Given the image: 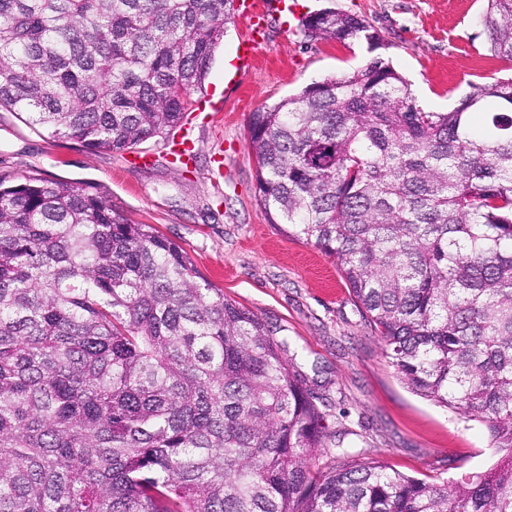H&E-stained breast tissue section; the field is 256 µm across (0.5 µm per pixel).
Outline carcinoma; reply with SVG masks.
I'll use <instances>...</instances> for the list:
<instances>
[{
  "label": "carcinoma",
  "mask_w": 512,
  "mask_h": 512,
  "mask_svg": "<svg viewBox=\"0 0 512 512\" xmlns=\"http://www.w3.org/2000/svg\"><path fill=\"white\" fill-rule=\"evenodd\" d=\"M233 0H0V108L98 151L177 127ZM512 58V0L482 18ZM361 68L250 114L271 224L336 260L412 392L486 426L451 485L326 448L281 343L97 189L0 174V512H512V78L424 110L366 20Z\"/></svg>",
  "instance_id": "1"
}]
</instances>
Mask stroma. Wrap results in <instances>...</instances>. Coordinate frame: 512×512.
<instances>
[{"label": "stroma", "mask_w": 512, "mask_h": 512, "mask_svg": "<svg viewBox=\"0 0 512 512\" xmlns=\"http://www.w3.org/2000/svg\"><path fill=\"white\" fill-rule=\"evenodd\" d=\"M364 18L389 44L384 55L428 111L445 112L471 84L512 76V60L491 55L481 22L487 0H299ZM242 33L231 19L205 81L211 107L187 114L176 136L194 149L173 163L163 139L136 150L91 151L0 111V173L84 184L104 192L113 212L153 225L185 249L226 299L256 314L286 341L295 367L344 447L364 461L443 483L496 460L485 426L408 390L354 305L333 258L269 223L247 147L251 112L315 80L364 66L365 46L305 36L299 20L272 18L254 68L226 75ZM223 165H216V156Z\"/></svg>", "instance_id": "stroma-1"}]
</instances>
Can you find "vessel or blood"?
<instances>
[{"instance_id": "vessel-or-blood-1", "label": "vessel or blood", "mask_w": 512, "mask_h": 512, "mask_svg": "<svg viewBox=\"0 0 512 512\" xmlns=\"http://www.w3.org/2000/svg\"><path fill=\"white\" fill-rule=\"evenodd\" d=\"M298 9V0H235L234 11L245 25L235 47V66L240 69L253 67L269 20L277 14L296 15Z\"/></svg>"}]
</instances>
